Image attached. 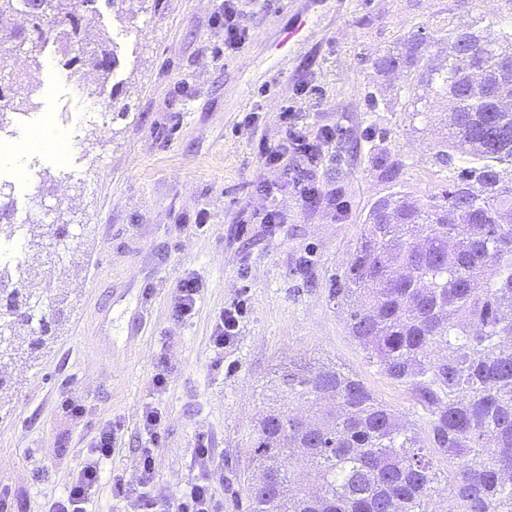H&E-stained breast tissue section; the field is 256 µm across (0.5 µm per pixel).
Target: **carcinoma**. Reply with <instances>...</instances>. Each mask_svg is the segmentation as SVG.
Returning <instances> with one entry per match:
<instances>
[{
    "instance_id": "1",
    "label": "carcinoma",
    "mask_w": 512,
    "mask_h": 512,
    "mask_svg": "<svg viewBox=\"0 0 512 512\" xmlns=\"http://www.w3.org/2000/svg\"><path fill=\"white\" fill-rule=\"evenodd\" d=\"M26 0H0V41L18 39L39 63L45 22L74 42L97 0H43L39 13ZM26 17L7 32L4 18ZM405 50L380 56L376 67L397 64L419 71L415 101L424 112L451 103L448 132L436 158L449 167L444 193L423 205L390 195L365 217L362 241L334 294L351 301L350 336L385 374L407 387L427 413L424 441L397 412L350 372L290 369L277 384L279 400L304 402L267 408L258 421L253 460L259 488L247 482L250 512H430L433 496L448 491L452 512H512V138L492 140L493 129L512 131V24L490 31L477 24L437 34L419 31ZM84 64L108 79L114 54L100 43L82 52ZM472 146L458 168L451 150ZM36 293L23 312L16 300L0 308V323L38 321ZM305 450L318 490L292 492V459ZM453 464L442 486L430 451Z\"/></svg>"
}]
</instances>
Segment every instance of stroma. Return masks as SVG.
Segmentation results:
<instances>
[{
  "label": "stroma",
  "mask_w": 512,
  "mask_h": 512,
  "mask_svg": "<svg viewBox=\"0 0 512 512\" xmlns=\"http://www.w3.org/2000/svg\"><path fill=\"white\" fill-rule=\"evenodd\" d=\"M216 0H98L87 45L107 41L106 81L71 65L77 46L47 39L40 64L0 46V72L22 78L0 108V135L23 147L51 119L66 156L0 157V250L16 253L9 289H35L49 329L39 348L0 360V512H49L102 428L116 431L108 476L89 512H128L112 480L136 483L145 405L161 416L154 483L177 494L191 480L199 435L212 439L214 488L224 512H248L257 422L280 374L294 366L356 373L410 427L426 415L368 358L331 296L380 197L424 204L448 170L434 146L444 114H414L407 72L374 62L417 31L472 21L498 29L512 0H244L250 39L224 53ZM107 116L87 122L90 92ZM291 106L283 120V106ZM334 140L314 164L289 155L263 164L259 144L287 127ZM393 163L385 174L380 162ZM321 187L302 202L293 173ZM277 224L262 223L269 207ZM197 278L194 315L177 317L179 282ZM240 303L234 341L211 338ZM168 369L165 389L154 386ZM85 403L75 421L66 400Z\"/></svg>",
  "instance_id": "35a3bbf8"
}]
</instances>
